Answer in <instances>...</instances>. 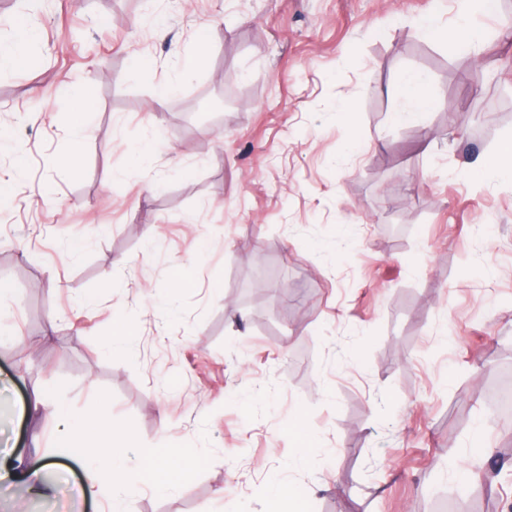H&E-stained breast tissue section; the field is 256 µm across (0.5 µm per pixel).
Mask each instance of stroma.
Returning <instances> with one entry per match:
<instances>
[{
	"label": "stroma",
	"mask_w": 512,
	"mask_h": 512,
	"mask_svg": "<svg viewBox=\"0 0 512 512\" xmlns=\"http://www.w3.org/2000/svg\"><path fill=\"white\" fill-rule=\"evenodd\" d=\"M152 7L166 38L126 0H0V38L36 25L0 74V451L57 462L48 498L0 478V512H100L33 406L49 389L80 418L107 390L142 446L205 449L185 486L142 491L135 512H267L275 476L311 512H438L462 491L512 512V420L489 406L512 366V181L467 175L512 138L505 119L476 134L467 90L480 71L512 96V0L474 51L421 27L463 0ZM199 31L206 67L153 110L133 64L171 74ZM406 68L437 101L393 124ZM67 83L97 105L76 171L57 163ZM347 102L353 126L336 117ZM121 321L136 357L102 348ZM298 411L320 449L294 468Z\"/></svg>",
	"instance_id": "35a3bbf8"
}]
</instances>
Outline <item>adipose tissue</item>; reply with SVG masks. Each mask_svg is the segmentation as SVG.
<instances>
[{
	"mask_svg": "<svg viewBox=\"0 0 512 512\" xmlns=\"http://www.w3.org/2000/svg\"><path fill=\"white\" fill-rule=\"evenodd\" d=\"M490 0H466V8L451 23L441 17L430 16L422 25L431 34L450 41L456 46L471 48L481 43L484 32L470 21L471 14H488ZM198 52L180 57L172 77L157 81L155 73L141 69L143 80L157 82L159 92L156 105H163L169 94L200 71L205 63L201 52L205 38H197ZM396 103L393 118L397 121L417 120L435 101L436 95L429 78L418 71L404 72L393 91ZM44 409L58 426L56 445L63 455L81 466L83 482L78 489L80 497H100L106 490H113L112 512H129L130 500L143 489L167 492L181 486L190 476L200 459L195 448H145L138 446L133 431L113 423L107 395L99 397V419L106 423L107 442L100 449H93L95 432L88 421L71 415L52 399H45ZM137 458V469H130V458ZM0 470L19 480L31 494L47 498L52 486L46 480V465L28 464L23 458L7 455L0 458ZM136 471V479H129V471Z\"/></svg>",
	"mask_w": 512,
	"mask_h": 512,
	"instance_id": "obj_1",
	"label": "adipose tissue"
}]
</instances>
